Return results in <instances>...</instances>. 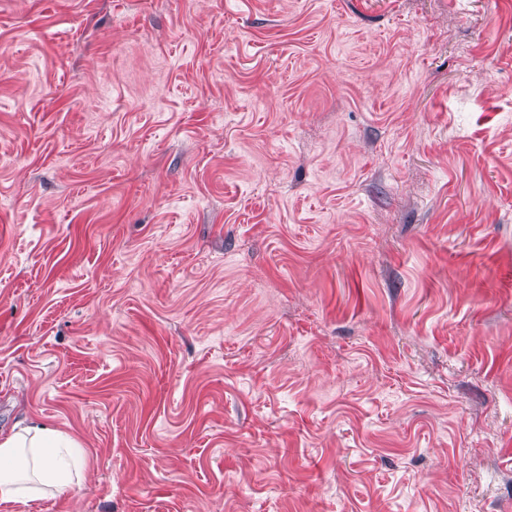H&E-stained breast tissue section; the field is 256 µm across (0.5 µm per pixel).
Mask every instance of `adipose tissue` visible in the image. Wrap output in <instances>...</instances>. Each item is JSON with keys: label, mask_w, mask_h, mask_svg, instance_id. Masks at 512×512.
Instances as JSON below:
<instances>
[{"label": "adipose tissue", "mask_w": 512, "mask_h": 512, "mask_svg": "<svg viewBox=\"0 0 512 512\" xmlns=\"http://www.w3.org/2000/svg\"><path fill=\"white\" fill-rule=\"evenodd\" d=\"M85 463L86 452L75 439L44 424L0 435V503L26 505L47 492L67 494L74 471Z\"/></svg>", "instance_id": "adipose-tissue-1"}]
</instances>
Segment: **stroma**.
<instances>
[{
  "label": "stroma",
  "mask_w": 512,
  "mask_h": 512,
  "mask_svg": "<svg viewBox=\"0 0 512 512\" xmlns=\"http://www.w3.org/2000/svg\"><path fill=\"white\" fill-rule=\"evenodd\" d=\"M0 512L512 505V0H0ZM85 463L86 452L75 439L44 424L0 435V503L26 505L46 492L66 495L74 470Z\"/></svg>",
  "instance_id": "obj_1"
}]
</instances>
